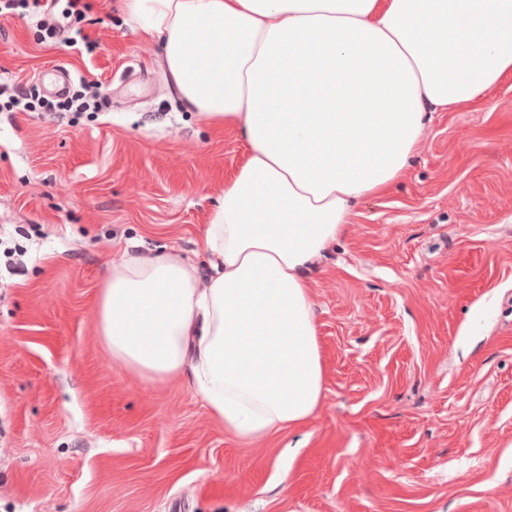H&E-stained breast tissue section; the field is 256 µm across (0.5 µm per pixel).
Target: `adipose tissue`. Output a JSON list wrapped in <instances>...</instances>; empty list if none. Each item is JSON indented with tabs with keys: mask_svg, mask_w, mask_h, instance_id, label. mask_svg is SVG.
Here are the masks:
<instances>
[{
	"mask_svg": "<svg viewBox=\"0 0 512 512\" xmlns=\"http://www.w3.org/2000/svg\"><path fill=\"white\" fill-rule=\"evenodd\" d=\"M162 49L187 111L235 131L246 162L199 247L112 264L98 298L113 358L150 381L185 377L249 443L320 408L308 273L355 204L408 166L429 113L512 72V0H122Z\"/></svg>",
	"mask_w": 512,
	"mask_h": 512,
	"instance_id": "1",
	"label": "adipose tissue"
}]
</instances>
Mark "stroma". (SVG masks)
I'll use <instances>...</instances> for the list:
<instances>
[{"instance_id": "1", "label": "stroma", "mask_w": 512, "mask_h": 512, "mask_svg": "<svg viewBox=\"0 0 512 512\" xmlns=\"http://www.w3.org/2000/svg\"><path fill=\"white\" fill-rule=\"evenodd\" d=\"M87 3L90 57L0 18V83L64 69L108 102L0 112V512H512V74L357 204L309 274L322 406L243 444L185 379L116 362L97 301L127 252L205 268L248 146L186 111L118 0Z\"/></svg>"}]
</instances>
